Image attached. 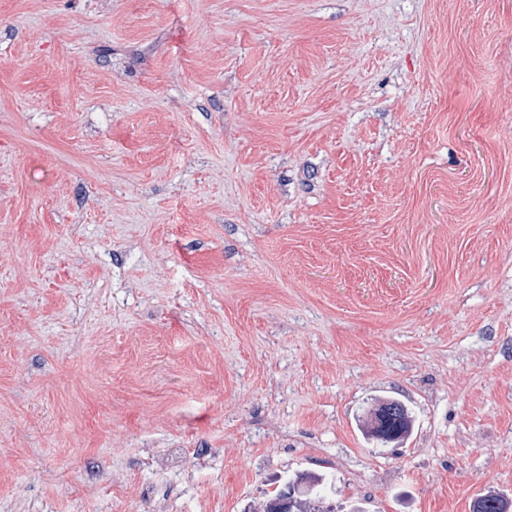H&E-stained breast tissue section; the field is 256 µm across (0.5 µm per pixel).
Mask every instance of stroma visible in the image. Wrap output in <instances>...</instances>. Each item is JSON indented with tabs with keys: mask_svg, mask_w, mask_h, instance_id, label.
<instances>
[{
	"mask_svg": "<svg viewBox=\"0 0 512 512\" xmlns=\"http://www.w3.org/2000/svg\"><path fill=\"white\" fill-rule=\"evenodd\" d=\"M307 472L512 497V0H0V512ZM403 409L404 407L397 400H383L374 411V427L383 436L394 435L404 422Z\"/></svg>",
	"mask_w": 512,
	"mask_h": 512,
	"instance_id": "35a3bbf8",
	"label": "stroma"
}]
</instances>
